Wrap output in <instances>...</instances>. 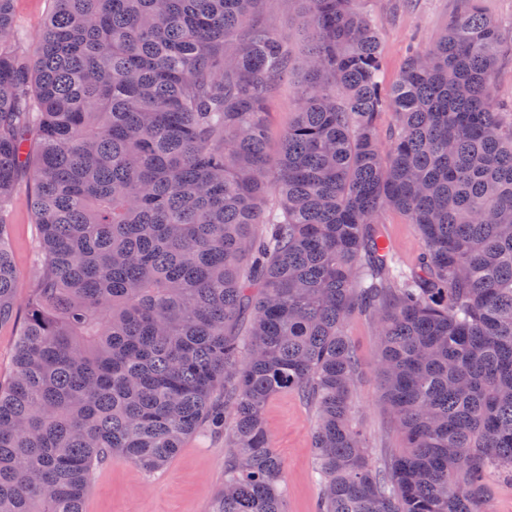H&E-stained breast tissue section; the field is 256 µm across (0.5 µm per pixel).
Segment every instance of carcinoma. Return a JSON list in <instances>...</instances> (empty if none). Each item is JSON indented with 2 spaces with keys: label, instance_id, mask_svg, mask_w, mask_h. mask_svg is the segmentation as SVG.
<instances>
[{
  "label": "carcinoma",
  "instance_id": "obj_1",
  "mask_svg": "<svg viewBox=\"0 0 512 512\" xmlns=\"http://www.w3.org/2000/svg\"><path fill=\"white\" fill-rule=\"evenodd\" d=\"M261 2L53 0L29 54L0 0V325L24 175L41 255L0 384V512H84L108 458L153 473L205 426L227 444L209 512H288L263 416L288 390L316 410L318 512H490L512 479V111L494 95L512 45L462 0L388 89L363 0H302L273 152L289 59ZM384 207L419 231L408 270ZM356 310L403 441L383 473L351 411ZM263 15L269 23L288 37L293 60V70L283 78L266 107V112H271L272 148L275 150L279 133L288 126L293 112L297 110L296 75L304 57L300 39L304 15L298 0H266Z\"/></svg>",
  "mask_w": 512,
  "mask_h": 512
}]
</instances>
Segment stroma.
Here are the masks:
<instances>
[{
	"label": "stroma",
	"instance_id": "35a3bbf8",
	"mask_svg": "<svg viewBox=\"0 0 512 512\" xmlns=\"http://www.w3.org/2000/svg\"><path fill=\"white\" fill-rule=\"evenodd\" d=\"M14 19L23 50H32L51 0H14ZM459 0H364L379 36L382 80L393 84L407 56L410 41L428 47L448 24ZM265 19L288 38L294 65L304 57L300 30L304 15L299 0H265ZM297 79L288 73L267 104L273 133L287 127L297 110ZM32 185L21 181L8 212L9 241L18 279V303L27 306L39 267V226L30 209ZM378 220L392 252L412 267L422 250L414 225L397 209L382 210ZM346 333L359 358V379L352 393L353 416L362 429L370 456L386 465L400 453L402 440L393 428L377 370L378 337L373 323L353 313ZM273 445L286 464L288 512H317L320 489L311 455L313 409L296 393L275 395L265 409ZM224 437L201 430L187 439L167 466L145 473L136 465L112 459L94 472L84 512H208L224 483Z\"/></svg>",
	"mask_w": 512,
	"mask_h": 512
}]
</instances>
